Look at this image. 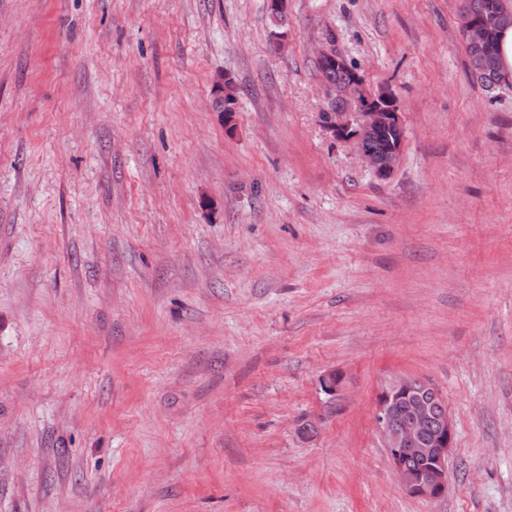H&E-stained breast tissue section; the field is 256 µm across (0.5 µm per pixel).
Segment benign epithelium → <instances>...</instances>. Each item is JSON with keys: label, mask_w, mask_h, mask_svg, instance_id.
<instances>
[{"label": "benign epithelium", "mask_w": 512, "mask_h": 512, "mask_svg": "<svg viewBox=\"0 0 512 512\" xmlns=\"http://www.w3.org/2000/svg\"><path fill=\"white\" fill-rule=\"evenodd\" d=\"M512 21L496 12L478 19L465 17L461 21L462 42L480 45L490 33ZM317 62L332 69L347 62L344 55L332 47L317 50ZM327 102L341 98L346 108L331 113L327 130L337 139L351 142L364 163L379 177L388 176L398 165L401 147H391L378 154L366 147L369 136L394 131L404 135L401 113L395 99L387 91H371L364 78L353 72L339 86L322 81ZM344 385L342 373L331 370L322 379L324 391L338 394ZM438 394L434 387L416 388L409 378L394 379L377 396L375 423L389 462L403 491L422 499L442 497L448 488V457L453 449L455 429L449 412L435 411ZM422 461L419 468L408 464L407 458Z\"/></svg>", "instance_id": "benign-epithelium-1"}]
</instances>
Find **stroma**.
<instances>
[{
	"mask_svg": "<svg viewBox=\"0 0 512 512\" xmlns=\"http://www.w3.org/2000/svg\"><path fill=\"white\" fill-rule=\"evenodd\" d=\"M460 5L0 0V512H512V81ZM330 42L397 98L388 177L320 119ZM400 376L454 421L434 501ZM230 76L224 73H218L213 77L212 80V94L215 98H224L225 101V95L227 94L226 90V84L229 80ZM224 101H215V107L216 110L219 112H224V126L226 128L231 126V123L233 121L232 113L236 112V100L229 99L227 102V111H224ZM437 397L434 387L416 388L406 376L398 377L379 392L375 414L401 488L409 496L428 500L438 499L447 491L448 457L455 437L449 412L444 408L439 414L435 411ZM397 408L402 410L401 422L393 420ZM409 456L420 459L422 466H410Z\"/></svg>",
	"mask_w": 512,
	"mask_h": 512,
	"instance_id": "obj_1",
	"label": "stroma"
}]
</instances>
